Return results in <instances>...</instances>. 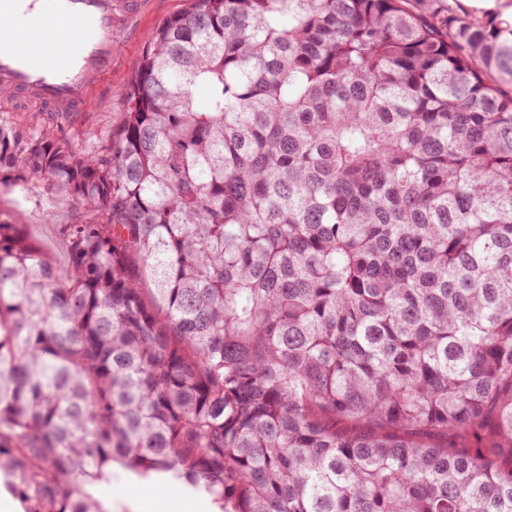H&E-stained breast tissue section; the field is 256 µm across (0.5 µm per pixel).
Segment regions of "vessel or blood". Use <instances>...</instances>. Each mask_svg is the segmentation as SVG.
Wrapping results in <instances>:
<instances>
[{"label": "vessel or blood", "instance_id": "obj_1", "mask_svg": "<svg viewBox=\"0 0 512 512\" xmlns=\"http://www.w3.org/2000/svg\"><path fill=\"white\" fill-rule=\"evenodd\" d=\"M0 86L76 115L117 52L115 0H0Z\"/></svg>", "mask_w": 512, "mask_h": 512}]
</instances>
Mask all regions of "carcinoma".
<instances>
[{"mask_svg": "<svg viewBox=\"0 0 512 512\" xmlns=\"http://www.w3.org/2000/svg\"><path fill=\"white\" fill-rule=\"evenodd\" d=\"M455 2L188 0L100 145L0 124L73 207L63 269L0 220L24 512H512V18ZM114 476L111 485L98 486L97 489L107 507L112 512H170L168 504L170 499L177 494V484L146 482L139 485H132L127 476L119 468L114 469ZM144 500L152 504V508L143 507ZM136 504V507L132 506Z\"/></svg>", "mask_w": 512, "mask_h": 512, "instance_id": "obj_1", "label": "carcinoma"}]
</instances>
